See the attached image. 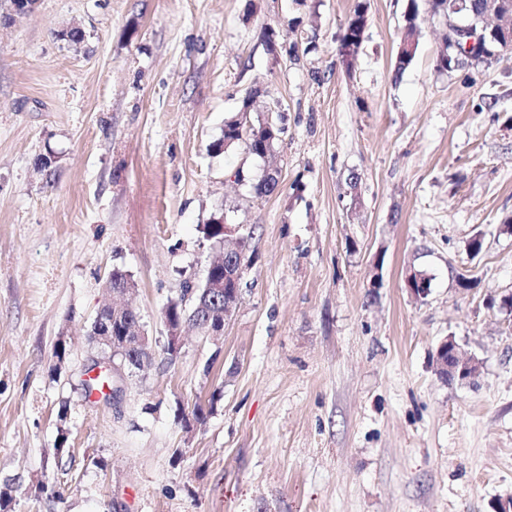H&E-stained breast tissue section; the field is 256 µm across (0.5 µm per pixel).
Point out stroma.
Returning <instances> with one entry per match:
<instances>
[{
	"mask_svg": "<svg viewBox=\"0 0 512 512\" xmlns=\"http://www.w3.org/2000/svg\"><path fill=\"white\" fill-rule=\"evenodd\" d=\"M354 4L40 0L0 24L8 512H494L512 496V312L496 305L512 293V53L441 69L426 17L395 74L406 0H368L347 65ZM252 88V119L282 130L275 157L211 155ZM270 166L279 187L257 196ZM219 216L252 234L240 302L223 335L188 330L169 358L163 312L220 256L202 233ZM116 266L153 360L113 402L81 381ZM447 336L480 361L473 380L436 374ZM217 389L184 428L179 409ZM366 10V1L357 0L352 13L338 36L339 54L347 65L357 55L363 44L365 34L363 29L367 22Z\"/></svg>",
	"mask_w": 512,
	"mask_h": 512,
	"instance_id": "35a3bbf8",
	"label": "stroma"
}]
</instances>
